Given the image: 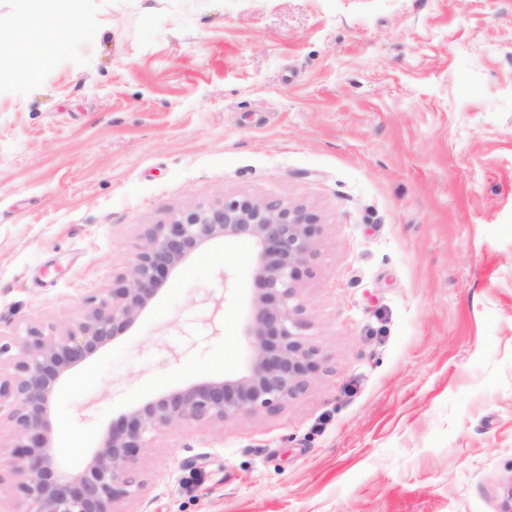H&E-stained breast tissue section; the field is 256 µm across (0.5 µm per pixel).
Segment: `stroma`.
Listing matches in <instances>:
<instances>
[{
  "instance_id": "1",
  "label": "stroma",
  "mask_w": 512,
  "mask_h": 512,
  "mask_svg": "<svg viewBox=\"0 0 512 512\" xmlns=\"http://www.w3.org/2000/svg\"><path fill=\"white\" fill-rule=\"evenodd\" d=\"M0 0V340L61 331L178 212L321 226L306 391L141 449L125 512H512V0H78L56 53ZM249 243L216 240L69 372L54 453L241 370Z\"/></svg>"
}]
</instances>
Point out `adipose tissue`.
Masks as SVG:
<instances>
[{
	"mask_svg": "<svg viewBox=\"0 0 512 512\" xmlns=\"http://www.w3.org/2000/svg\"><path fill=\"white\" fill-rule=\"evenodd\" d=\"M78 33L89 40L98 36L96 30L78 28L75 0H29L16 21L18 45L22 48L33 41L58 48Z\"/></svg>",
	"mask_w": 512,
	"mask_h": 512,
	"instance_id": "1",
	"label": "adipose tissue"
}]
</instances>
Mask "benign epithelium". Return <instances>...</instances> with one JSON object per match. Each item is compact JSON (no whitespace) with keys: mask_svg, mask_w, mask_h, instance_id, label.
Segmentation results:
<instances>
[{"mask_svg":"<svg viewBox=\"0 0 512 512\" xmlns=\"http://www.w3.org/2000/svg\"><path fill=\"white\" fill-rule=\"evenodd\" d=\"M319 224L301 206L258 198L229 199L181 211L155 224L131 267L105 297L58 334L41 324L27 329L18 353L0 372V413L15 443L0 464V489L12 490L25 512H121L145 486L137 468L141 449L176 424H224L272 411L303 393L320 368L319 349L306 334L300 270L316 255ZM253 247L251 315L242 336L247 365L238 374L173 389L126 414L103 437L83 469L55 460L51 401L61 377L113 341L157 297L169 272L216 239Z\"/></svg>","mask_w":512,"mask_h":512,"instance_id":"1","label":"benign epithelium"}]
</instances>
